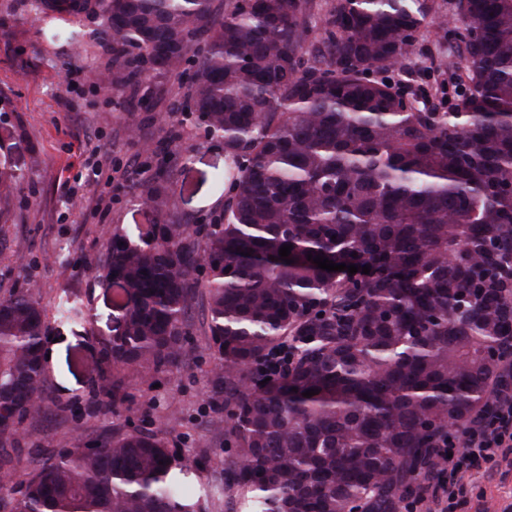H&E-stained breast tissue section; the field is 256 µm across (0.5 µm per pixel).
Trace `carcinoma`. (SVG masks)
<instances>
[{
	"mask_svg": "<svg viewBox=\"0 0 512 512\" xmlns=\"http://www.w3.org/2000/svg\"><path fill=\"white\" fill-rule=\"evenodd\" d=\"M27 0L45 20H92L112 85L189 66L181 113L224 140V210L191 229L158 184L135 190L159 216L105 244L119 327L95 390L159 372L191 343L207 302L212 392L233 457L224 486L252 512H399L432 450L512 387V0H456L476 36L456 68L453 112L397 103L388 76L431 22L424 0H337L304 59L313 0ZM292 246L288 264L279 249ZM370 273L328 272L307 255ZM29 291L0 295V501L9 512H204L163 429L92 452L42 455L15 488L14 434L44 410L50 321ZM496 350L489 361L487 349ZM319 393L309 398L303 392Z\"/></svg>",
	"mask_w": 512,
	"mask_h": 512,
	"instance_id": "carcinoma-1",
	"label": "carcinoma"
}]
</instances>
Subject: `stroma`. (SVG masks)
Wrapping results in <instances>:
<instances>
[{"mask_svg":"<svg viewBox=\"0 0 512 512\" xmlns=\"http://www.w3.org/2000/svg\"><path fill=\"white\" fill-rule=\"evenodd\" d=\"M438 22L416 35L415 48L398 78L415 91L427 110L450 112L456 96L455 0H434ZM88 22L63 25L32 21L25 0H0V172L22 177L9 211L0 218V293L35 287L44 306L61 292L82 304L85 317L51 325L46 344L45 398L48 411L27 420L15 453V475L24 479L36 449L59 454L80 443L98 442L125 430L163 428L169 448L193 463L190 495L202 496L206 512H242L235 493L224 487L223 406L210 387L213 362L201 326L206 302L197 299L192 347L167 371L131 373L127 400L92 401L100 381L101 338L118 327L114 291L89 269L113 233L156 223L132 188L144 169L143 144L165 143L170 116L183 101L186 79L171 73L145 84L140 93L152 107L136 112L122 105L129 91L103 89L110 59L85 41ZM80 52L70 85H61L57 61ZM138 126V138L129 129ZM176 167L162 188L184 223L222 211L224 198L214 180L226 165L224 143L205 137L193 121L179 127ZM481 498L464 512H502L512 503V468L492 474L474 471Z\"/></svg>","mask_w":512,"mask_h":512,"instance_id":"35a3bbf8","label":"stroma"}]
</instances>
